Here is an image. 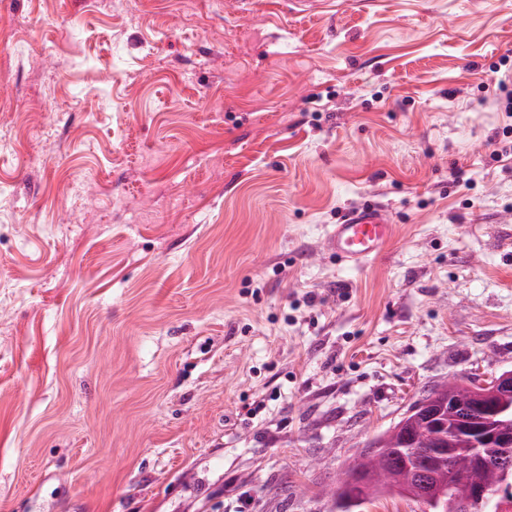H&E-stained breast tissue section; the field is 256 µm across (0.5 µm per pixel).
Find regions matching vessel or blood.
I'll use <instances>...</instances> for the list:
<instances>
[{
	"label": "vessel or blood",
	"mask_w": 512,
	"mask_h": 512,
	"mask_svg": "<svg viewBox=\"0 0 512 512\" xmlns=\"http://www.w3.org/2000/svg\"><path fill=\"white\" fill-rule=\"evenodd\" d=\"M394 228L378 206L349 213L333 225L325 239L326 250L342 262L358 266L378 256L391 242Z\"/></svg>",
	"instance_id": "1"
}]
</instances>
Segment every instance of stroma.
I'll return each instance as SVG.
<instances>
[{
  "instance_id": "35a3bbf8",
  "label": "stroma",
  "mask_w": 512,
  "mask_h": 512,
  "mask_svg": "<svg viewBox=\"0 0 512 512\" xmlns=\"http://www.w3.org/2000/svg\"><path fill=\"white\" fill-rule=\"evenodd\" d=\"M505 56L512 0H0V512H336L512 370ZM394 235L386 211L368 206L349 213L340 224H334L325 239L326 250L337 259L353 266L378 256ZM505 371L498 376L489 379L479 378L473 374L466 373L463 375H454L456 377H468V385L478 394L484 395L487 389L491 390H509L512 387V375Z\"/></svg>"
}]
</instances>
